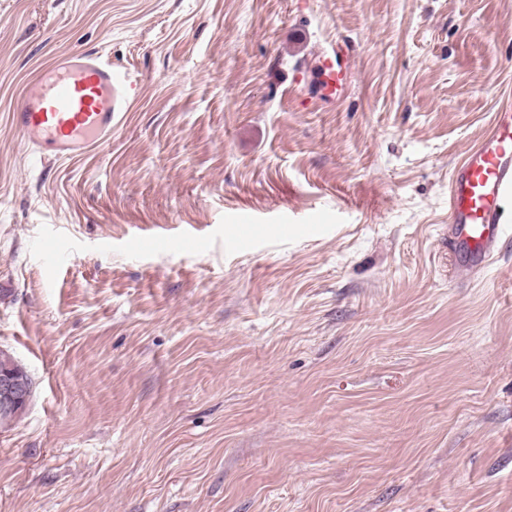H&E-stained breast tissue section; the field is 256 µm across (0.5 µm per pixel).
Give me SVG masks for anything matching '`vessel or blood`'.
Returning a JSON list of instances; mask_svg holds the SVG:
<instances>
[{"label":"vessel or blood","instance_id":"1","mask_svg":"<svg viewBox=\"0 0 512 512\" xmlns=\"http://www.w3.org/2000/svg\"><path fill=\"white\" fill-rule=\"evenodd\" d=\"M348 48L338 42L319 49L308 72L319 99L334 104L348 89V72L336 61ZM132 85L93 53L46 68L16 102L12 125L32 154L59 158L103 147L112 139L117 101H130ZM512 232V107L496 112L486 135L455 165L448 194L447 247L460 278L483 271Z\"/></svg>","mask_w":512,"mask_h":512}]
</instances>
